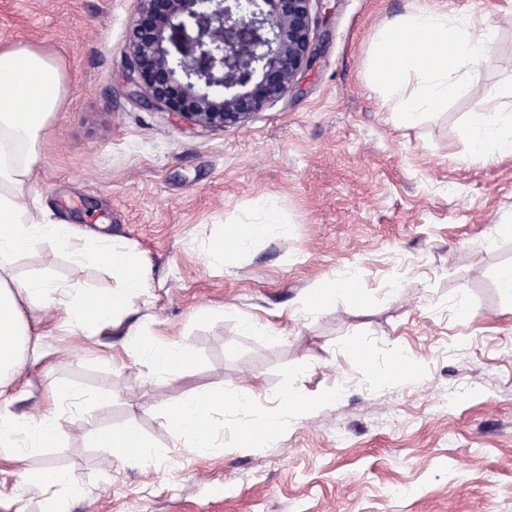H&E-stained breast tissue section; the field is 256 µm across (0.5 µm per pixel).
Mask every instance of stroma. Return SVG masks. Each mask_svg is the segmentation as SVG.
Segmentation results:
<instances>
[{
  "label": "stroma",
  "instance_id": "35a3bbf8",
  "mask_svg": "<svg viewBox=\"0 0 512 512\" xmlns=\"http://www.w3.org/2000/svg\"><path fill=\"white\" fill-rule=\"evenodd\" d=\"M494 20L512 0H314V65L287 97L243 124L200 130L126 92L135 0H0V48L55 58L66 77L58 112L36 143L23 197L78 231L123 242L144 260V296L121 325L75 333L53 309L33 312L45 359L10 392L36 417L60 385L54 446L0 461V512H42L35 476L53 465L81 495L69 512H512V156L471 155L463 131L480 96L453 98L414 125L397 122L367 87L378 30L412 8ZM485 88L512 80V26L470 68ZM282 229L228 254L208 244L265 218ZM52 243L17 257L13 279L47 278L109 292L106 264L72 275ZM342 277L354 296L308 311L317 283ZM253 332L239 329L241 319ZM189 344L195 365L151 377L131 343ZM367 345L369 359L352 350ZM402 355L406 376L392 374ZM246 407L213 417L201 453L165 422L168 403L215 387ZM448 409L435 402L447 391ZM138 428L153 446L141 463L87 447L86 417ZM278 418L264 448L241 433Z\"/></svg>",
  "mask_w": 512,
  "mask_h": 512
}]
</instances>
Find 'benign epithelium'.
<instances>
[{
  "instance_id": "obj_1",
  "label": "benign epithelium",
  "mask_w": 512,
  "mask_h": 512,
  "mask_svg": "<svg viewBox=\"0 0 512 512\" xmlns=\"http://www.w3.org/2000/svg\"><path fill=\"white\" fill-rule=\"evenodd\" d=\"M138 0L128 96L201 129L244 123L314 63L312 0Z\"/></svg>"
}]
</instances>
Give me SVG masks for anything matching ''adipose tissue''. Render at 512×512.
<instances>
[{"label":"adipose tissue","instance_id":"obj_1","mask_svg":"<svg viewBox=\"0 0 512 512\" xmlns=\"http://www.w3.org/2000/svg\"><path fill=\"white\" fill-rule=\"evenodd\" d=\"M496 28L481 17L457 16L415 8L386 24L378 33L369 62L374 83L393 102L397 119L414 124L448 99L484 95V110L470 113L465 135L475 155L512 154V82L482 90L468 68L488 50ZM64 73L46 54L26 47L0 49V272L33 242L49 239L74 252V273L102 262L122 281L108 294L81 288H60L53 281H7L0 275V386L29 363L45 355L42 333L27 320L25 308H54L58 325L73 331L99 332L115 327L119 314L130 312L133 300L144 293L148 270L138 256L121 244H100L80 235L73 225L56 219L41 207H27L21 190L38 160L35 141L47 117L55 112L63 91ZM278 230L274 208H267L261 224H241L212 241L208 255L223 261L225 253L245 241L271 236ZM137 349L154 375H168L192 367L195 354L185 343L166 345L137 342ZM70 387H56L52 407L40 418L16 416L8 400H0V458L16 460L39 453L57 437L56 403L73 397ZM224 407V391L214 388L202 395L168 403L166 421L172 430L207 451L214 445L212 417ZM84 440L92 448L110 449L129 463L151 458L152 449L135 427H104L87 422Z\"/></svg>","mask_w":512,"mask_h":512}]
</instances>
